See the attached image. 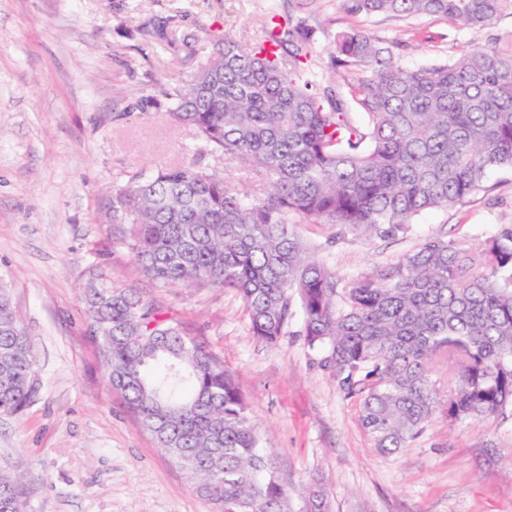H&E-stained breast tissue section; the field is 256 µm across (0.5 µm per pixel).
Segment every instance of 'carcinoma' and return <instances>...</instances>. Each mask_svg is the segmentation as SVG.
I'll return each instance as SVG.
<instances>
[{"label": "carcinoma", "instance_id": "carcinoma-1", "mask_svg": "<svg viewBox=\"0 0 512 512\" xmlns=\"http://www.w3.org/2000/svg\"><path fill=\"white\" fill-rule=\"evenodd\" d=\"M347 4L366 17L433 16L461 28L512 12V0ZM278 18L270 12L250 48L224 34L187 88L163 91L173 120L261 177L263 192L249 198L198 160L141 173L112 195L119 235L158 286L236 291L267 345L300 304L308 345L346 394H362L361 423L385 456L409 447L441 405L430 378L438 359L448 360V421L512 408V230L477 252L429 240L344 285L288 223L394 236L422 211L480 191L488 170L512 167V30L413 69L366 30H343L330 68L362 71L343 89L312 64L313 31ZM86 294L109 383L123 381L115 389L199 492L219 512H288V489L224 361L135 288L90 284ZM36 392L29 339L1 285L0 413L21 414ZM24 504L21 482L0 473V512Z\"/></svg>", "mask_w": 512, "mask_h": 512}]
</instances>
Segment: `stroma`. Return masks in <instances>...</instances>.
Returning a JSON list of instances; mask_svg holds the SVG:
<instances>
[{
  "label": "stroma",
  "mask_w": 512,
  "mask_h": 512,
  "mask_svg": "<svg viewBox=\"0 0 512 512\" xmlns=\"http://www.w3.org/2000/svg\"><path fill=\"white\" fill-rule=\"evenodd\" d=\"M315 31L324 79L335 34L356 26L404 67L439 65L512 29V13L458 28L444 18H364L346 0H0V281L37 360L38 392L22 415L0 414V471L22 477L25 512H217L159 448L106 377L82 297L92 271L144 298L220 356L234 374L262 448L307 512L319 482L330 512H512V409L449 423L437 409L410 447L386 457L308 346L294 316L279 345L251 333L233 291L159 287L112 234V191L138 173L201 158L242 193L250 169L202 152L142 94L186 86L224 33L265 37L269 8ZM485 189L420 213L407 233L364 238L335 224L294 230L319 261L351 280L395 264L429 239L471 247L512 229V168Z\"/></svg>",
  "instance_id": "35a3bbf8"
}]
</instances>
